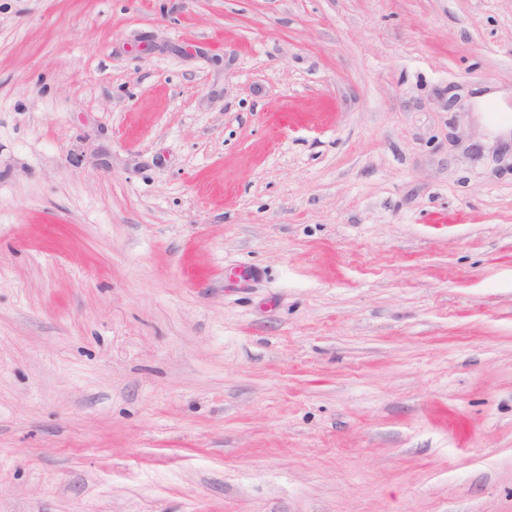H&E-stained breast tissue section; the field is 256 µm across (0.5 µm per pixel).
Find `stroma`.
Instances as JSON below:
<instances>
[{
	"label": "stroma",
	"mask_w": 512,
	"mask_h": 512,
	"mask_svg": "<svg viewBox=\"0 0 512 512\" xmlns=\"http://www.w3.org/2000/svg\"><path fill=\"white\" fill-rule=\"evenodd\" d=\"M512 0H0V512H512Z\"/></svg>",
	"instance_id": "35a3bbf8"
}]
</instances>
